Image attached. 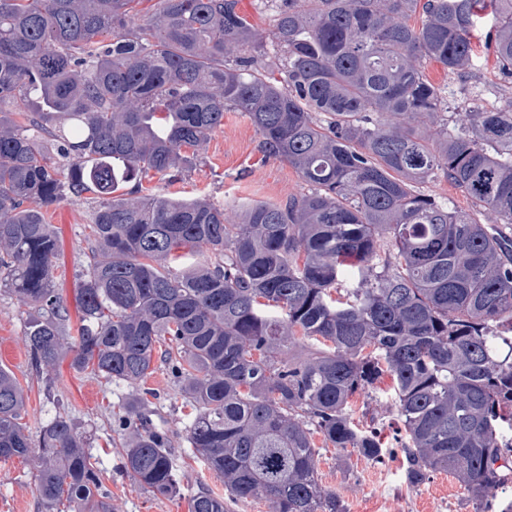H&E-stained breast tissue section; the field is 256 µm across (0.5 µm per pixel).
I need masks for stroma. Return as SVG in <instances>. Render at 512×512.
<instances>
[{"instance_id":"stroma-1","label":"stroma","mask_w":512,"mask_h":512,"mask_svg":"<svg viewBox=\"0 0 512 512\" xmlns=\"http://www.w3.org/2000/svg\"><path fill=\"white\" fill-rule=\"evenodd\" d=\"M489 27L488 20H481L473 34L478 67L475 74H451L435 61L423 62L428 80L447 93L449 124L462 122L470 107L473 85L484 89V108L499 107L512 98V78L499 73L487 48ZM259 142V133L244 113L225 112L223 127L199 148L197 161L181 180L169 183L155 177L145 186L150 192L179 199L204 197L229 212L241 211L247 204L283 203L307 194L309 187L297 170L288 162L266 158ZM95 206V201L86 196L67 197L44 213L59 237L54 285L74 327L79 324L77 288L91 246L88 225ZM32 316V309L22 306L14 295L0 291V366L12 371L27 391L23 422L31 438L39 437L55 406L65 407L78 430L89 438L100 462L101 491L118 512H188L187 496L202 487L223 495V479L192 455L185 438L190 408L165 366H158L145 386L157 392L150 403L154 421L168 435L180 476L183 496L176 500L153 496L122 467L119 445L128 433L119 427L117 419L131 401V387L78 373L66 359L49 379L36 376L23 342ZM390 383V378H383L372 398L354 401L356 415L371 421L385 440L398 426L387 393ZM317 469L322 487L341 497L346 512H477L464 486L452 475L441 473L410 485L404 457L397 450L378 463L355 452L324 447ZM37 475L33 460L0 461V512H43L36 493Z\"/></svg>"}]
</instances>
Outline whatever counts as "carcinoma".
Instances as JSON below:
<instances>
[{"mask_svg":"<svg viewBox=\"0 0 512 512\" xmlns=\"http://www.w3.org/2000/svg\"><path fill=\"white\" fill-rule=\"evenodd\" d=\"M135 2L0 0V286L37 312L32 368L68 357L139 390L119 419L124 468L173 499L179 476L142 387L160 355L192 406L189 447L224 479V496L200 488L188 512L247 499L346 512L319 482L315 436L383 460L352 405L387 375L408 482L448 473L479 512H512V99L451 129L421 65L472 68L482 0H262L271 52L237 0H159L142 17ZM493 2L487 37L512 78V0ZM230 109L309 193L231 221L204 198L145 192L151 173L177 178ZM438 170L500 223L418 192ZM87 193L94 248L70 336L43 210ZM185 255L196 263L174 271ZM298 332L302 360L284 356ZM25 405L0 366V459L38 460L45 512H116L68 412L35 447Z\"/></svg>","mask_w":512,"mask_h":512,"instance_id":"cac0c4a2","label":"carcinoma"}]
</instances>
